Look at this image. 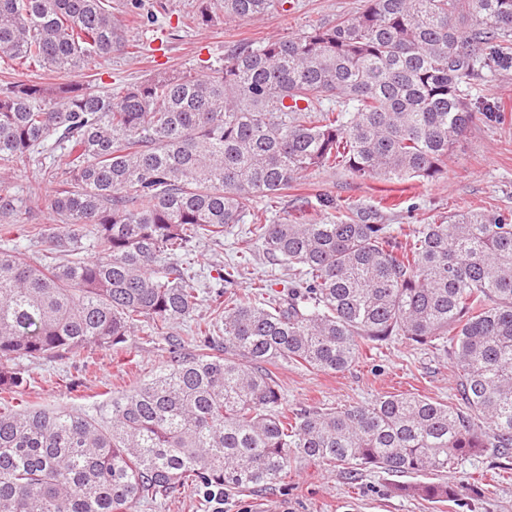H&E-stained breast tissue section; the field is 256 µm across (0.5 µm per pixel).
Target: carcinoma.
I'll use <instances>...</instances> for the list:
<instances>
[{"label": "carcinoma", "mask_w": 512, "mask_h": 512, "mask_svg": "<svg viewBox=\"0 0 512 512\" xmlns=\"http://www.w3.org/2000/svg\"><path fill=\"white\" fill-rule=\"evenodd\" d=\"M110 0H0V229L21 212L32 252L0 244V512H133L190 488L208 502L270 489L297 462L439 476L487 451L512 470V220L432 215L398 240L368 208L326 224L249 210L308 171L433 181L455 144L494 113L470 98L494 43L512 56V0H365L354 16L224 56L200 74L157 76L115 92L69 79L128 46ZM277 0H214L211 23L266 16ZM58 77L24 78L31 67ZM329 100L332 105H324ZM54 184L27 195L33 164ZM250 217L254 245L294 272L263 302L200 285L186 258ZM200 352L94 415L8 403L33 377L21 359L115 347L142 323L157 336L191 317ZM401 337L440 347L456 399L415 393L292 414L269 367L349 368L363 348ZM455 501L468 483L400 485Z\"/></svg>", "instance_id": "1"}]
</instances>
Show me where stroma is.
Masks as SVG:
<instances>
[{"label":"stroma","mask_w":512,"mask_h":512,"mask_svg":"<svg viewBox=\"0 0 512 512\" xmlns=\"http://www.w3.org/2000/svg\"><path fill=\"white\" fill-rule=\"evenodd\" d=\"M126 2L112 0V14L126 29L131 46L110 60L89 61L76 72V79L90 90L195 73L218 64L239 44L295 35L353 14L363 5L362 0H281L261 20L228 22L218 13L202 28L195 18L203 0H139L135 9L127 8ZM470 93L494 105L503 118L473 125L454 148L442 178L398 182L359 179L342 168L310 171L277 198L275 215L300 213L319 224L357 205L378 210L385 223L407 234L439 212L475 209L512 216V60L494 63ZM325 197L334 199L335 207L322 206ZM246 230V225L237 224L221 240L196 244L195 267L204 284H218L225 267L239 261L237 247ZM209 313L208 305L198 306L192 320L178 325L168 339L152 336L144 326L116 347L89 345L54 358L25 361L35 382L13 406L84 413L109 404L114 395L149 378L166 359L170 345L185 354L195 353L194 322ZM272 375L285 407L291 410L370 404L403 392L449 402L456 392L455 371L446 352L414 348L397 337L362 352L341 372L283 362L273 368ZM492 462L485 453L459 462L444 474L447 482L482 485L480 495L467 493L458 502L436 503L404 495L398 487L409 484V477L380 469L364 472L353 483L343 468L302 463L273 490L234 492L225 495L223 504L206 505L186 488L139 504L134 512H512V476H497Z\"/></svg>","instance_id":"stroma-1"}]
</instances>
